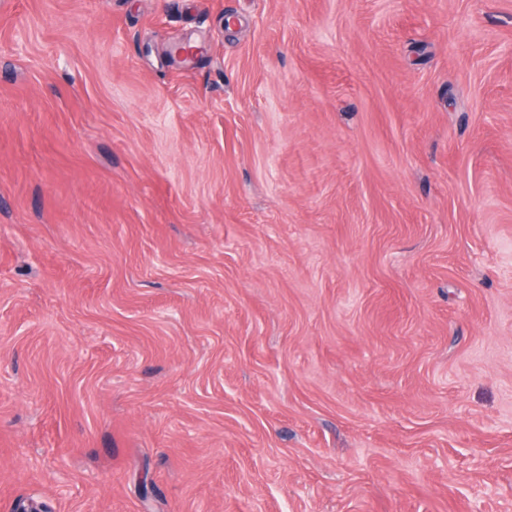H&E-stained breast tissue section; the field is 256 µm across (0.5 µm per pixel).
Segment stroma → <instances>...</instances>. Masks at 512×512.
<instances>
[{"mask_svg": "<svg viewBox=\"0 0 512 512\" xmlns=\"http://www.w3.org/2000/svg\"><path fill=\"white\" fill-rule=\"evenodd\" d=\"M33 506L512 512V0H0Z\"/></svg>", "mask_w": 512, "mask_h": 512, "instance_id": "35a3bbf8", "label": "stroma"}]
</instances>
